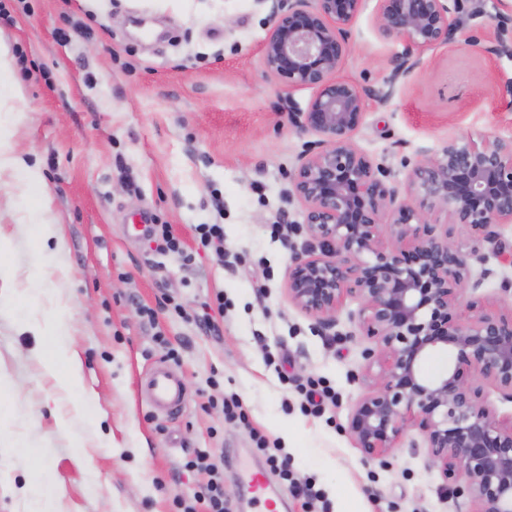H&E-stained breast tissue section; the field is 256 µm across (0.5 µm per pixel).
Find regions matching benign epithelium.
I'll return each instance as SVG.
<instances>
[{
	"instance_id": "benign-epithelium-1",
	"label": "benign epithelium",
	"mask_w": 512,
	"mask_h": 512,
	"mask_svg": "<svg viewBox=\"0 0 512 512\" xmlns=\"http://www.w3.org/2000/svg\"><path fill=\"white\" fill-rule=\"evenodd\" d=\"M271 2L265 72L290 89L316 91L306 110L288 105L290 123L318 136L290 176L288 196L304 205L307 239L288 298L322 331L336 326L345 299H358V326L376 344L364 353L371 391L352 407L348 432L363 459L385 465L416 426L444 482L462 475L459 493L479 512H512V416L498 417L481 400L487 382L512 402V315L450 316L466 288L481 286L470 282L469 255L453 243V226L492 244L494 228L512 224V138L448 141L415 165L405 199L353 143L368 102H388L422 51L463 42L512 57L508 17L480 41L470 21L485 14L486 0H378L379 35L404 49L379 81L363 86L338 71L365 0ZM388 233L403 247L388 246ZM448 350L455 366L427 377L423 363Z\"/></svg>"
}]
</instances>
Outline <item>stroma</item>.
<instances>
[{
  "instance_id": "obj_1",
  "label": "stroma",
  "mask_w": 512,
  "mask_h": 512,
  "mask_svg": "<svg viewBox=\"0 0 512 512\" xmlns=\"http://www.w3.org/2000/svg\"><path fill=\"white\" fill-rule=\"evenodd\" d=\"M377 8L366 0L338 72L360 85L402 49L379 35ZM268 19L261 0H0V46L23 88L11 105L14 140L40 176L26 187L0 175V512H26L23 490L43 473L58 483L60 512H170L207 479L184 466L195 448L223 449L230 512H261L243 478L267 466L255 430L288 455L292 482L312 481L324 495L304 501L268 472L281 512H474L429 465L418 428L388 465L363 460L347 430L370 389L361 375L372 342L358 326V300L346 299L323 332L288 298L306 240L289 176L314 135L291 125L286 106L306 109L315 91L266 74ZM77 27L84 37L73 36ZM420 60L388 103L368 104L353 137L402 197L414 165L448 140L512 137V100L502 94L512 58L454 45ZM45 193L55 222L43 228ZM155 219L189 245L195 225H223V256L200 251L186 264L161 254L142 231ZM284 220L281 241L271 227ZM453 237L482 281L464 290L453 318L473 306L512 312V266L462 228ZM41 267L60 288L92 413L45 370L56 343L33 325L49 308L20 297ZM218 290L217 336L166 314L152 326L140 312L166 293L193 311ZM272 354L287 359V379ZM163 360L185 388L184 408L170 417L140 391ZM310 377L327 380L335 404L303 409L297 388ZM221 392L240 397L247 423L209 406Z\"/></svg>"
}]
</instances>
